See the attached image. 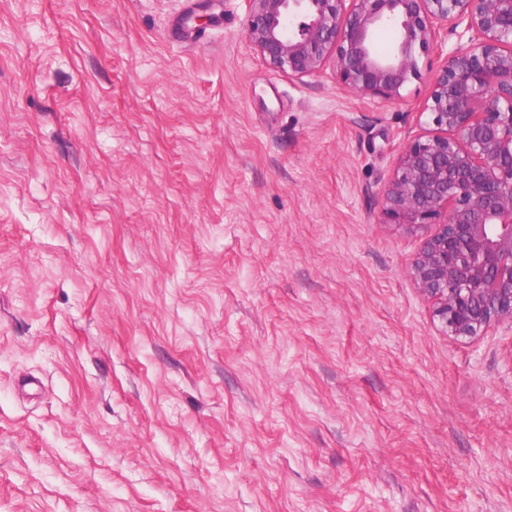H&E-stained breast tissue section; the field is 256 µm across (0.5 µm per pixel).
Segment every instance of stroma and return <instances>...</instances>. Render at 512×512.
I'll return each instance as SVG.
<instances>
[{
  "instance_id": "obj_1",
  "label": "stroma",
  "mask_w": 512,
  "mask_h": 512,
  "mask_svg": "<svg viewBox=\"0 0 512 512\" xmlns=\"http://www.w3.org/2000/svg\"><path fill=\"white\" fill-rule=\"evenodd\" d=\"M248 0H0V512H512V324L439 331L382 221L401 99Z\"/></svg>"
}]
</instances>
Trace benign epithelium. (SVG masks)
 <instances>
[{"mask_svg": "<svg viewBox=\"0 0 512 512\" xmlns=\"http://www.w3.org/2000/svg\"><path fill=\"white\" fill-rule=\"evenodd\" d=\"M246 38L297 79L401 97L415 48L456 37L384 188L383 223L424 230L407 273L456 338L512 323V0H249ZM391 26L390 51L377 49Z\"/></svg>", "mask_w": 512, "mask_h": 512, "instance_id": "1", "label": "benign epithelium"}]
</instances>
